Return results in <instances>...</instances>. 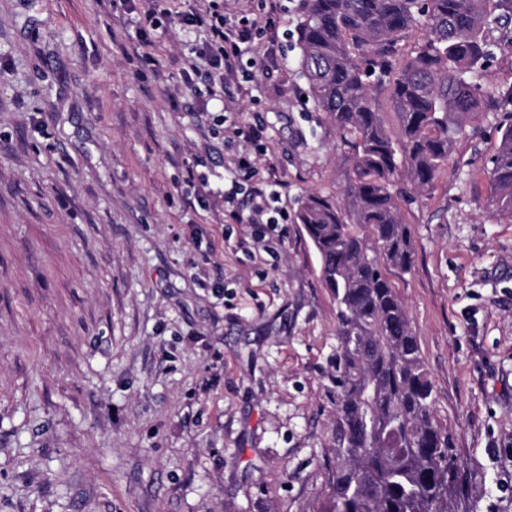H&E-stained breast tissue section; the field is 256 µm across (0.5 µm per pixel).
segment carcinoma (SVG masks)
<instances>
[{
	"mask_svg": "<svg viewBox=\"0 0 512 512\" xmlns=\"http://www.w3.org/2000/svg\"><path fill=\"white\" fill-rule=\"evenodd\" d=\"M492 10L512 28V0H302L296 32L307 96L349 149L343 205L310 194L295 218L318 252L338 321L336 467L322 512H453L448 431L436 419L406 305L383 267L413 263L398 176L428 194L465 123L512 106V82L478 83L495 59L486 34ZM419 25L422 38L403 52ZM384 87L399 119L395 136L376 103ZM491 179L497 212L512 216V124Z\"/></svg>",
	"mask_w": 512,
	"mask_h": 512,
	"instance_id": "cac0c4a2",
	"label": "carcinoma"
}]
</instances>
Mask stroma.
<instances>
[{"label":"stroma","instance_id":"obj_1","mask_svg":"<svg viewBox=\"0 0 512 512\" xmlns=\"http://www.w3.org/2000/svg\"><path fill=\"white\" fill-rule=\"evenodd\" d=\"M260 36L243 119L185 83L203 35L134 48L106 0H0V512H319L335 466L336 303L302 225L233 224L249 156L296 214L341 200L345 148L306 99L301 0ZM512 114L469 121L402 203L405 303L457 465L455 512H512V216L490 171ZM230 127L234 136L243 137L255 150L260 151L264 148L267 127L259 118H253V121L241 125L236 121V117L233 116Z\"/></svg>","mask_w":512,"mask_h":512}]
</instances>
